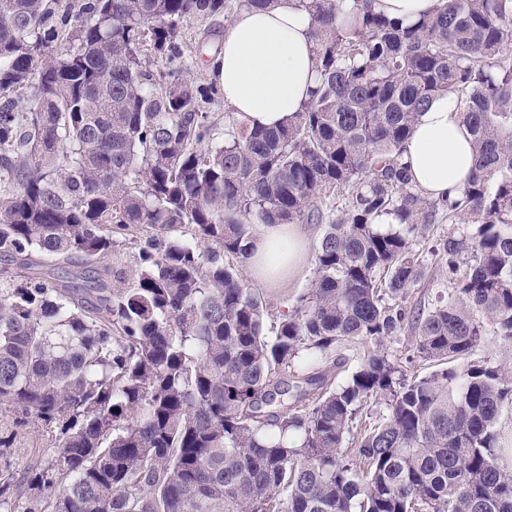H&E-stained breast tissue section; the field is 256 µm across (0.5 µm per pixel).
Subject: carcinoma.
<instances>
[{"label":"carcinoma","mask_w":512,"mask_h":512,"mask_svg":"<svg viewBox=\"0 0 512 512\" xmlns=\"http://www.w3.org/2000/svg\"><path fill=\"white\" fill-rule=\"evenodd\" d=\"M300 3L316 89L282 126L234 119L221 139L180 33L226 0H0V407L56 449L16 472L0 441V512H512V368L470 359L512 341V0H439L409 23ZM451 88L474 166L429 201L401 159ZM439 207L474 230L440 237L447 296L408 311ZM300 223L324 225L314 276L268 336L239 263L260 225ZM116 228L146 233L118 274ZM77 260L81 286L37 271ZM406 320L435 366L410 381L383 351ZM348 340L378 349L345 384L295 371Z\"/></svg>","instance_id":"obj_1"}]
</instances>
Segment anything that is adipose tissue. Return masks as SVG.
Instances as JSON below:
<instances>
[{
    "label": "adipose tissue",
    "mask_w": 512,
    "mask_h": 512,
    "mask_svg": "<svg viewBox=\"0 0 512 512\" xmlns=\"http://www.w3.org/2000/svg\"><path fill=\"white\" fill-rule=\"evenodd\" d=\"M212 75L225 106L250 126L275 128L300 111L317 71L310 16L299 0L238 13L224 32ZM403 160L413 184L429 197L464 185L473 148L454 97L440 95L418 115ZM249 251L251 275L276 285L302 266L304 234L293 224H265Z\"/></svg>",
    "instance_id": "adipose-tissue-1"
}]
</instances>
